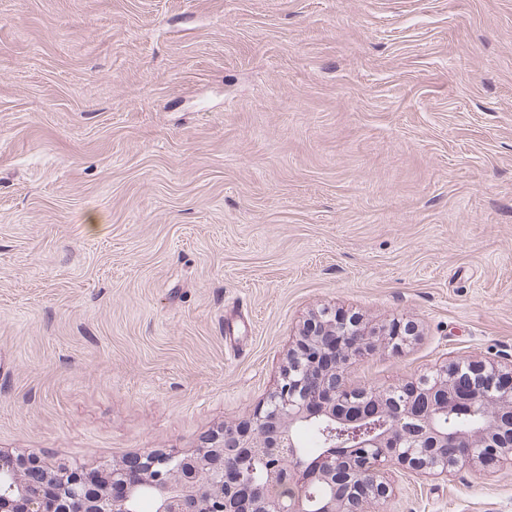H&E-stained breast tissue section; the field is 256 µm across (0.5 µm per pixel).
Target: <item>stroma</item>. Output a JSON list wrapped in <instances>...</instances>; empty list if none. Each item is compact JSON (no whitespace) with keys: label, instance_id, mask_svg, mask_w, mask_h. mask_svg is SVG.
<instances>
[{"label":"stroma","instance_id":"obj_1","mask_svg":"<svg viewBox=\"0 0 512 512\" xmlns=\"http://www.w3.org/2000/svg\"><path fill=\"white\" fill-rule=\"evenodd\" d=\"M323 306L415 329L356 387L512 357V0H0V453L196 447Z\"/></svg>","mask_w":512,"mask_h":512}]
</instances>
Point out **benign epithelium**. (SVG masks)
<instances>
[{
	"label": "benign epithelium",
	"instance_id": "1",
	"mask_svg": "<svg viewBox=\"0 0 512 512\" xmlns=\"http://www.w3.org/2000/svg\"><path fill=\"white\" fill-rule=\"evenodd\" d=\"M414 328L367 326L318 308L295 336L276 387L234 426L185 451L140 455L130 473L105 466L76 478L47 458L0 460V512H137L150 491L151 512H361L388 496L394 473L449 477L474 465L512 461V363L460 356L403 387L354 388L346 365L382 341L396 349ZM459 404L480 419L450 431L439 420ZM380 418V431L330 449L307 463L294 437L302 424L330 432L338 422Z\"/></svg>",
	"mask_w": 512,
	"mask_h": 512
}]
</instances>
